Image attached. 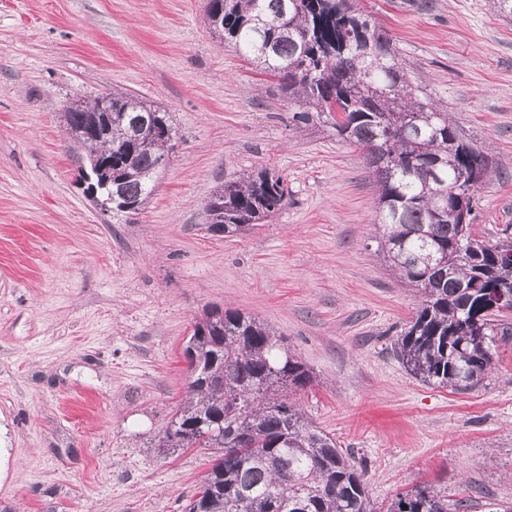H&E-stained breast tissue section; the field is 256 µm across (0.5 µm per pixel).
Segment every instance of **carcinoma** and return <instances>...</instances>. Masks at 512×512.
<instances>
[{"label":"carcinoma","mask_w":512,"mask_h":512,"mask_svg":"<svg viewBox=\"0 0 512 512\" xmlns=\"http://www.w3.org/2000/svg\"><path fill=\"white\" fill-rule=\"evenodd\" d=\"M207 23L224 44L278 78L297 121L326 123L361 150L375 178L377 252L420 297L393 351L413 378L454 392L491 371L507 314L488 311L486 290L512 289V241L477 239L471 214L489 178L486 158L449 113L419 98L390 39L355 0H207ZM154 115L147 138L138 121ZM68 134L89 161L112 158L95 177L120 212L142 209L161 160L180 140L168 113L138 97L103 92L64 106ZM288 204L282 177L259 172L224 183L206 203L207 230L226 237L267 222ZM188 393L157 440L162 451L204 448L213 464L184 512H375L358 469L314 426L290 391L306 366L267 324L213 308L184 347ZM388 512H448L428 489Z\"/></svg>","instance_id":"obj_1"}]
</instances>
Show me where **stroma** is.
<instances>
[{
    "instance_id": "1",
    "label": "stroma",
    "mask_w": 512,
    "mask_h": 512,
    "mask_svg": "<svg viewBox=\"0 0 512 512\" xmlns=\"http://www.w3.org/2000/svg\"><path fill=\"white\" fill-rule=\"evenodd\" d=\"M206 0H0V512H184L210 467L159 454L187 395L205 310L285 338L293 392L355 462L377 512L428 488L467 512L512 506V336L467 393L411 377L391 345L418 298L376 253L377 187L323 124L298 125L277 78L213 37ZM419 96L448 111L492 176L472 222L512 225V15L489 0H356ZM118 90L169 113L181 143L134 214L77 180L63 105ZM269 169L286 207L231 238L214 188Z\"/></svg>"
}]
</instances>
